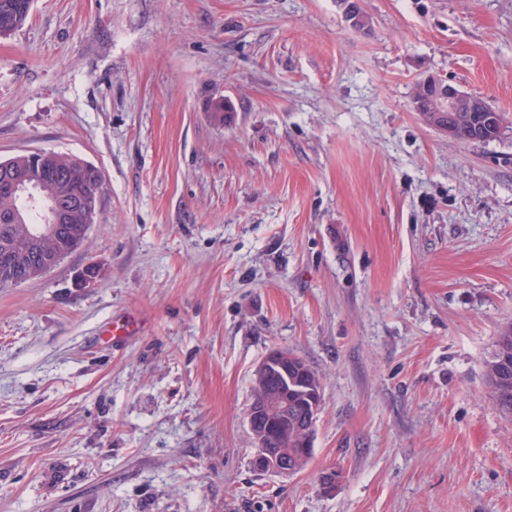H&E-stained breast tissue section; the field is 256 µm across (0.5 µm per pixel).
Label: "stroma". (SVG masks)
Segmentation results:
<instances>
[{"instance_id":"stroma-1","label":"stroma","mask_w":512,"mask_h":512,"mask_svg":"<svg viewBox=\"0 0 512 512\" xmlns=\"http://www.w3.org/2000/svg\"><path fill=\"white\" fill-rule=\"evenodd\" d=\"M361 6L33 0L0 37V160L102 173L82 247L0 288V512H512V0ZM427 76L501 135L426 124ZM275 347L324 387L290 477L247 423ZM436 78V77H435ZM433 77H426L421 79L425 85H434L433 94L431 96V111L427 112L425 109L426 96L422 93L419 98H415L413 91L414 103L417 105L418 112L423 115V120L426 124L435 127L448 128L444 130L452 139H457L456 131L448 124L456 127L459 135V141L463 143L468 142H486L496 139L490 135L483 134L478 119L472 117L471 113H480L481 123L494 134H498L501 130L497 122V115L494 109L489 107L482 99L464 92L457 87L443 83ZM420 103V106L418 105ZM498 113L499 122L504 125L505 117L501 112ZM504 357L509 362L508 380L502 376L499 359ZM483 376L495 405L503 415L512 417V325L505 326L496 336L494 349L490 357L484 361ZM502 403L507 404L503 409Z\"/></svg>"}]
</instances>
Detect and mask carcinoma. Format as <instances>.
<instances>
[{"label": "carcinoma", "mask_w": 512, "mask_h": 512, "mask_svg": "<svg viewBox=\"0 0 512 512\" xmlns=\"http://www.w3.org/2000/svg\"><path fill=\"white\" fill-rule=\"evenodd\" d=\"M33 0H0V37H7L21 28L27 21ZM418 111L426 124L435 127H456L459 141L486 142L493 137L483 134L478 119L469 112H429L425 109V95L414 99ZM229 105L222 98L209 104L210 121L221 126L226 121ZM12 169L24 173L36 165L43 177L35 192L48 201L67 196L82 201L91 207L86 210L75 207L68 223L56 225V237L48 238L36 229L43 224V214L27 212L28 223L17 224L11 217L13 211L26 212L27 203L22 196H9L0 192V288L16 285L37 278V271L54 259L55 255L71 250L72 245L83 236L84 224L89 212L99 210L101 182L69 165L66 154L45 151L37 156L28 153L8 160ZM483 376L499 412L512 417V325L502 328L494 341L490 357L484 361ZM303 408L295 406L288 410V441L275 443L277 448L294 450L308 434L301 430Z\"/></svg>", "instance_id": "cac0c4a2"}]
</instances>
